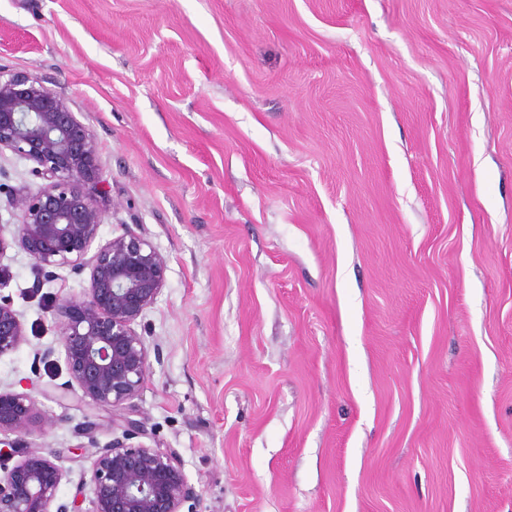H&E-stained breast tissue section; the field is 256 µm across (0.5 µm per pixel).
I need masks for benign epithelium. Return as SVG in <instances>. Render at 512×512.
I'll return each mask as SVG.
<instances>
[{
  "mask_svg": "<svg viewBox=\"0 0 512 512\" xmlns=\"http://www.w3.org/2000/svg\"><path fill=\"white\" fill-rule=\"evenodd\" d=\"M3 150L31 163L43 184L13 193L16 221L0 224V259L16 248L48 279L57 268L89 272L83 292L62 297L55 310L70 374L56 396L77 393L88 407L112 410V431L121 435L104 445L90 442L87 477L69 505L58 502L68 480L63 456L43 448L26 451L0 470V512H82L78 499L88 491L91 512H182L198 494L179 452L134 442L143 432L125 414L150 371L149 350L135 325L165 287L167 258L129 226L95 244L105 215L93 195L104 182L94 134L58 92L29 74L0 71ZM25 343L21 315L0 300V357ZM37 414L31 394L0 391V445L18 447Z\"/></svg>",
  "mask_w": 512,
  "mask_h": 512,
  "instance_id": "1",
  "label": "benign epithelium"
}]
</instances>
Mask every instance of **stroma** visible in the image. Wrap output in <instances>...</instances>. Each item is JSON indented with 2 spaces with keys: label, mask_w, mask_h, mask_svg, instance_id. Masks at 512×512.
<instances>
[{
  "label": "stroma",
  "mask_w": 512,
  "mask_h": 512,
  "mask_svg": "<svg viewBox=\"0 0 512 512\" xmlns=\"http://www.w3.org/2000/svg\"><path fill=\"white\" fill-rule=\"evenodd\" d=\"M0 70L94 132L100 240L168 259L135 417L193 512H512V0H0ZM41 183L0 153V220ZM0 274L68 502L85 412L34 359L87 277Z\"/></svg>",
  "instance_id": "obj_1"
}]
</instances>
